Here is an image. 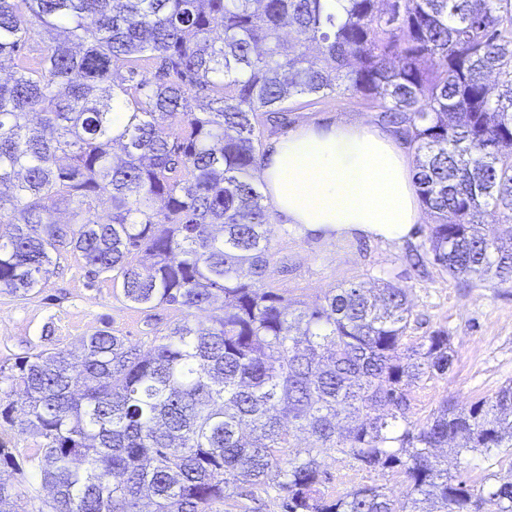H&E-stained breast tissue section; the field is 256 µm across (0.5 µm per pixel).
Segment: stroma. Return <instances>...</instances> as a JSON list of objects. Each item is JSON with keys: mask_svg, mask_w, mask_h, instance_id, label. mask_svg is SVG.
I'll list each match as a JSON object with an SVG mask.
<instances>
[{"mask_svg": "<svg viewBox=\"0 0 512 512\" xmlns=\"http://www.w3.org/2000/svg\"><path fill=\"white\" fill-rule=\"evenodd\" d=\"M289 107L293 124L380 122L378 109L352 92L314 105L308 98L297 97ZM272 221L277 229L267 281L288 299L311 302L341 284L361 282L374 288L385 280L409 294L414 314L410 341H420L438 328L447 330L455 353L453 367L447 377L427 381L416 390L414 418L425 419L447 398L464 404L494 396L512 380V283L462 288L438 266L428 262L414 266L412 258L424 251L432 217H425L403 240L361 233L310 236L288 227L280 215H273ZM145 317L113 287L111 274L89 277L82 257L67 253L58 259L53 276L39 292L24 298L0 294V363L44 349L75 348L82 338L106 327L143 346L147 343ZM324 466L332 475L325 488L329 494L375 484L399 502L406 491L401 479L388 474L359 471L330 457ZM448 470L469 485L490 487L512 476V448L490 458L471 452L449 456Z\"/></svg>", "mask_w": 512, "mask_h": 512, "instance_id": "1", "label": "stroma"}]
</instances>
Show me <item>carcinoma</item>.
Returning <instances> with one entry per match:
<instances>
[{"instance_id":"cac0c4a2","label":"carcinoma","mask_w":512,"mask_h":512,"mask_svg":"<svg viewBox=\"0 0 512 512\" xmlns=\"http://www.w3.org/2000/svg\"><path fill=\"white\" fill-rule=\"evenodd\" d=\"M2 73L0 293L45 287L71 250L138 309L181 315L145 350L104 329L0 364V428L41 439L26 469L0 442V470L40 477L37 512H215L270 489L279 512H512V477L477 490L434 454L512 448V382L412 420L453 364L448 332L405 346L412 305L389 282L299 305L269 287L253 176L291 99L352 91L414 150L429 260L511 282L512 0H0ZM332 450L402 476L406 505L325 493ZM0 512H26L1 477Z\"/></svg>"}]
</instances>
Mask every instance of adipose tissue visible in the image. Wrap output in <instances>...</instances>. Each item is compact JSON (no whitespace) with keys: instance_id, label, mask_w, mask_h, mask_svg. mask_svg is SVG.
<instances>
[{"instance_id":"adipose-tissue-1","label":"adipose tissue","mask_w":512,"mask_h":512,"mask_svg":"<svg viewBox=\"0 0 512 512\" xmlns=\"http://www.w3.org/2000/svg\"><path fill=\"white\" fill-rule=\"evenodd\" d=\"M258 175L286 223L308 233L400 240L423 219L405 154L385 128L297 126L272 143Z\"/></svg>"}]
</instances>
